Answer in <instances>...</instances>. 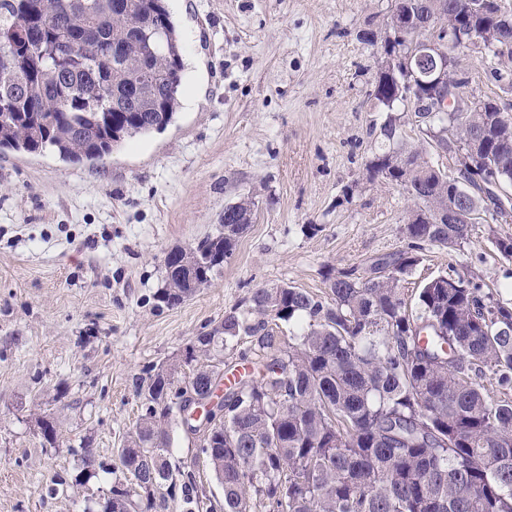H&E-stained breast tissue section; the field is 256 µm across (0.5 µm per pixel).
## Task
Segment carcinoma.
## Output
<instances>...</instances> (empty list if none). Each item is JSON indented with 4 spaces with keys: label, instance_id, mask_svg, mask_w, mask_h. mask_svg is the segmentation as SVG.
<instances>
[{
    "label": "carcinoma",
    "instance_id": "carcinoma-1",
    "mask_svg": "<svg viewBox=\"0 0 512 512\" xmlns=\"http://www.w3.org/2000/svg\"><path fill=\"white\" fill-rule=\"evenodd\" d=\"M418 25L452 29L459 53L472 48L512 75V30L493 38L508 14L500 0H391ZM407 34L386 38L384 65L372 95L386 112L383 146L365 164V178L402 190L412 202L403 232L407 248L369 260L361 270L323 272L327 297L284 284L258 288L246 308L227 312L196 337L205 360L187 383L197 394L225 388L202 453L224 490V512H512V305L457 273L438 275L410 306L400 283L428 246L470 242L491 191L512 186V120L495 99L453 88L471 103L456 112L407 113L402 58ZM185 63L166 0H0V153L52 151L68 163L95 162L114 147L170 124L180 107ZM423 134L402 135L406 116ZM436 149L470 159L450 176ZM456 206L468 219L437 216ZM255 203L224 208L222 230L164 257L158 307H174L208 286L234 253ZM293 324L283 346L269 322ZM247 337L258 348L253 371L224 386V342ZM496 377L494 399L480 379ZM176 368L138 378L141 415L119 464L135 478L112 487L103 512H164L181 487L192 512L215 505L188 482L177 484L167 458L169 424L192 430L172 397Z\"/></svg>",
    "mask_w": 512,
    "mask_h": 512
}]
</instances>
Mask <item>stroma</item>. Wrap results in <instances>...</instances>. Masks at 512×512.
Masks as SVG:
<instances>
[{"label": "stroma", "mask_w": 512, "mask_h": 512, "mask_svg": "<svg viewBox=\"0 0 512 512\" xmlns=\"http://www.w3.org/2000/svg\"><path fill=\"white\" fill-rule=\"evenodd\" d=\"M391 0H170L182 40L181 107L164 130L104 164L55 153L0 154V512H101L129 484L118 456L141 413L135 380L174 365L186 345L256 288L314 294L324 265L363 266L405 248L410 203L369 182L385 112L372 96ZM475 95L512 113V91L479 53L462 57ZM352 196H344L345 187ZM252 197L254 219L222 273L182 304L158 308L163 258L216 233ZM315 233H305L306 225ZM512 223L484 216L464 247H432L402 281L407 296L456 271L512 304V259L494 246ZM65 441L44 445L41 419ZM104 471L82 479L81 449ZM171 461L193 466L221 500L200 442L171 431Z\"/></svg>", "instance_id": "35a3bbf8"}]
</instances>
